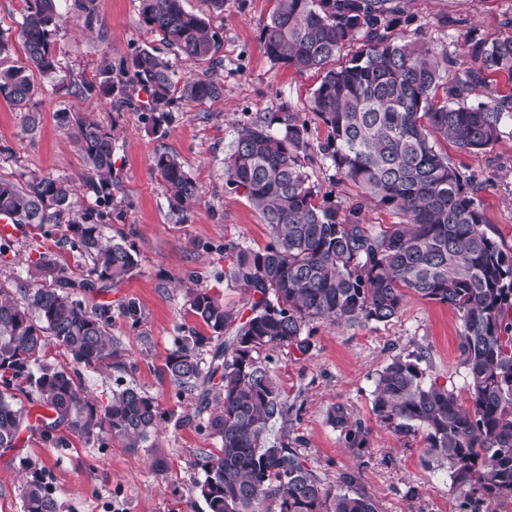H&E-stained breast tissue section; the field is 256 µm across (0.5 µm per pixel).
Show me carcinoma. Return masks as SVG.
<instances>
[{
  "mask_svg": "<svg viewBox=\"0 0 512 512\" xmlns=\"http://www.w3.org/2000/svg\"><path fill=\"white\" fill-rule=\"evenodd\" d=\"M182 2L141 0L142 22L175 58L223 65L219 34ZM26 3L17 34L26 64L10 63V37L0 34V98L27 112L30 133L38 128L35 104L43 94L34 71L68 83L83 98L133 106L155 131L170 124L176 99L200 105L224 94L223 84L207 74L177 85L174 63L149 49L77 82L61 73L52 50L57 0ZM72 8L86 27L98 22L96 0H72ZM413 22L403 0H277L262 30L272 61L322 72L310 111L326 136L313 139L303 113L284 104L241 127L224 157L226 185L259 212L270 241L262 249L224 247V276L248 295V316L203 289L191 292L193 313L223 339L210 373L219 377L220 396L207 421L220 448L203 457L204 479L195 485L207 512H379L373 498L354 488L355 475H343L333 489L288 437L270 440L273 423L287 421L289 407L261 353L274 346L308 352L306 329L321 319L387 323L410 291L458 312L468 401L427 379L423 356L411 352L377 372L376 421L399 436L422 434L424 465L447 468L453 484L486 497H512V253L483 228L473 181L438 148L444 139L461 152H481L500 139L505 120H512V93L493 89L489 73L512 79V35L467 40L440 56L418 39L396 40L395 27ZM346 48L351 54L344 65L328 67ZM57 117L82 154L81 180L97 208L74 212L73 179L66 175L26 182L0 176V214L39 230L65 223L66 239L90 261V270L78 280L53 254L40 252L28 264L21 298L0 285V448L16 447L20 432L30 428L29 411L14 402L23 382L51 412L42 420L43 441L55 443L54 431L65 425L138 448L162 419L154 397L127 387L100 408L75 375L41 362L50 344L88 368L112 359L110 308L89 309L78 294L115 285L136 266L133 250L104 233L113 128L79 111ZM317 158L359 190L356 201L319 197L308 172ZM153 170L169 214L185 222L197 184L166 152L155 155ZM369 206L394 213L399 223L370 232L363 224ZM209 340L189 336L167 358L168 375L181 389L197 387L199 348ZM327 420L347 447H367L371 428L347 404L333 406ZM24 509L59 512L36 470L25 481Z\"/></svg>",
  "mask_w": 512,
  "mask_h": 512,
  "instance_id": "obj_1",
  "label": "carcinoma"
}]
</instances>
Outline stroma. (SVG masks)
<instances>
[{
	"label": "stroma",
	"instance_id": "obj_1",
	"mask_svg": "<svg viewBox=\"0 0 512 512\" xmlns=\"http://www.w3.org/2000/svg\"><path fill=\"white\" fill-rule=\"evenodd\" d=\"M70 4L59 2L65 24L53 48L61 69L76 78L94 79L103 62L116 65L139 49L162 46L141 21L140 0H96L95 30ZM184 6L204 17L221 38L224 66L213 76L223 82L224 96L203 105L177 104L165 134L153 132L143 113L82 99L73 88L42 75L36 78L44 93L35 134L26 133L23 112L0 99V147L14 153L12 160L0 161V175L22 182L36 174L80 177L83 160L58 123L59 111L79 110L113 127L112 217L105 232L135 251L137 265L121 283L85 294L83 300L90 307H111L115 351L100 369L76 366L53 345L43 360L77 370L78 385L97 405H107L115 391L134 387L155 397L164 414L157 432L140 448L63 427L54 445L36 436L20 437L16 447L0 449V512H23L30 466L41 470L61 512H206L195 484L204 477L200 460L219 447L207 427L218 387L210 383L202 391L181 390L170 380L166 361L185 336L210 333L191 310L190 290H210L225 306L247 312L246 294L224 276V247L232 242L264 247L269 231L249 201L226 187L224 157L238 128L256 117L284 103L307 111L320 75L296 72L266 55L261 33L276 0H224L220 11L208 0H184ZM406 11L415 22L396 27V36H420L443 53L454 51L462 33L476 39L505 34L512 0H408ZM450 16L462 19V26H448ZM102 30L107 33L103 40L98 37ZM442 148L463 172L475 176L485 229L512 251V121L489 150L464 153L447 142ZM162 151L176 155L199 187L184 224L170 220L153 169ZM41 252L54 254L74 277H87V258L73 251L59 226L47 235L29 229L15 239L8 262L0 263V284L22 288L29 260ZM309 331L307 353L271 347L263 355L288 399V440L325 484L335 487L343 474H356L357 488L377 500L380 512H512V498L487 499L454 485L446 469L424 466L421 437L397 436L376 425L372 413L378 370L410 352L423 354L428 379L467 398L456 311L412 293L390 322L350 326L320 320ZM339 402L370 424L367 448L346 447L328 423L329 410Z\"/></svg>",
	"mask_w": 512,
	"mask_h": 512
}]
</instances>
